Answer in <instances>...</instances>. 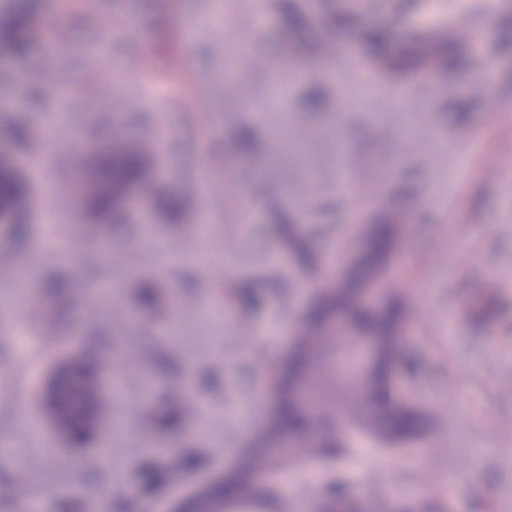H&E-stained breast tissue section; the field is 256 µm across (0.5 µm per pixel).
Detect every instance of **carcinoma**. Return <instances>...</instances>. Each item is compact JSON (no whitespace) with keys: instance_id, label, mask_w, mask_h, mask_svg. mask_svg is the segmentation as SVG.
<instances>
[{"instance_id":"cac0c4a2","label":"carcinoma","mask_w":512,"mask_h":512,"mask_svg":"<svg viewBox=\"0 0 512 512\" xmlns=\"http://www.w3.org/2000/svg\"><path fill=\"white\" fill-rule=\"evenodd\" d=\"M40 0H12V9L0 23V44L14 55L28 52L33 19ZM370 53L387 61L395 70L415 68L432 58L438 68L453 74L461 65L457 39L450 36L437 42L431 56L410 45L393 49L387 32L373 28L365 32ZM32 138L31 125L20 120L9 130V148L20 150ZM236 149L248 155L253 149L250 127L239 129ZM155 157L149 143L117 136L90 151L71 157V191L79 198L89 224L77 231L90 234L105 230L128 219L125 202L136 193L153 201L168 223L181 222L186 192L166 194L152 179ZM30 201V188L14 169L12 158L0 157V234L17 241L25 240L32 225L19 222ZM274 230L282 247L303 266L315 264L316 255L303 227L288 215L272 212ZM403 225L382 219L357 232L354 242L368 248L362 261L344 263L345 284L337 288L324 282L316 288L311 307L301 315L288 358L270 363L269 416L250 445L243 449L233 465L235 479L210 488L209 493L232 506L231 512H288L291 508L286 475L288 457L304 454L336 469L314 498V512H387L396 491L382 493L379 500H364L353 492L351 481L342 476L358 454V447L340 436L339 424L357 430L363 438L389 450L399 451L427 438L435 408L431 397L421 390H409L405 382L420 368L417 358L404 350L400 334L409 328L414 314L400 291L387 282L379 286L377 307L367 308L358 301L357 287L374 274H381L395 257V241ZM238 304L249 311L264 307L263 297L247 284L240 285ZM157 306L154 280L139 279L136 311L152 313ZM343 313L348 328L332 340L328 326L336 314ZM370 338L376 344L372 362L357 363L360 340ZM107 361L94 349L83 351L67 364L64 377L54 378V388L44 397V406L53 414L64 410L69 422L62 427L74 448H88L100 439V427L91 416L103 415L105 392L103 373ZM192 412L190 401L177 392L155 414V430L161 435L179 428ZM257 471L270 482L256 491L251 478ZM404 512H444V506L430 494H423Z\"/></svg>"}]
</instances>
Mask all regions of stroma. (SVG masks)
I'll use <instances>...</instances> for the list:
<instances>
[{"label": "stroma", "instance_id": "35a3bbf8", "mask_svg": "<svg viewBox=\"0 0 512 512\" xmlns=\"http://www.w3.org/2000/svg\"><path fill=\"white\" fill-rule=\"evenodd\" d=\"M355 26L335 27L318 0H292L302 23L286 28L271 8L267 34L254 29L252 0H43L37 36L25 61L0 51L11 80L0 85V127L7 119L44 116L32 169L23 152L13 161L30 185L32 239L0 238V305L25 291L54 314L53 344L33 336L28 352L0 360V512L29 502L40 512H165L233 465L249 430L263 414L269 363L285 352L300 314L323 282L337 252L353 247L359 226L390 214L411 225L386 272L416 311L407 344L422 363L421 383L435 400L433 434L413 455L361 448L352 478L362 497L379 485L407 489L438 473L436 498L454 512H512V0H365ZM466 26L465 64L454 77L432 66L392 74L375 61L358 27L382 25L406 39L425 34L432 13ZM136 16L139 41L117 40ZM330 34L354 46L358 65L319 54ZM266 59L241 67L238 94L224 93L226 40ZM56 56L45 69L47 56ZM39 73L62 96L34 103L23 80ZM480 79L483 89L471 87ZM407 89L404 109L395 106ZM318 105H311L312 90ZM120 117L134 138H156V177L168 190L194 180L200 161L228 180L223 202L199 185L187 221L169 228L147 201L131 198L127 223L108 233L111 258L79 239L82 204L69 192L65 153L103 142ZM255 132L256 147L234 151L239 127ZM496 171H486L485 158ZM354 181L375 183L374 198L352 202L342 188L340 162ZM259 185L290 215L306 218L319 263L298 268L271 228L264 206L240 219L239 193ZM311 187L312 212L301 192ZM89 285L115 289L96 304L97 316L63 309L48 284L58 271ZM158 284L154 312L136 321L113 320L115 305H132L137 276ZM247 282L267 305L244 313L225 295L228 283ZM177 334L175 349L164 336ZM93 346L112 356L120 375L101 427L104 453L68 447L51 425L42 398L54 373ZM191 387L197 409L177 434L155 435L152 415L168 393ZM223 449L216 457L215 449ZM195 456L181 485L147 467L175 454Z\"/></svg>", "mask_w": 512, "mask_h": 512}]
</instances>
